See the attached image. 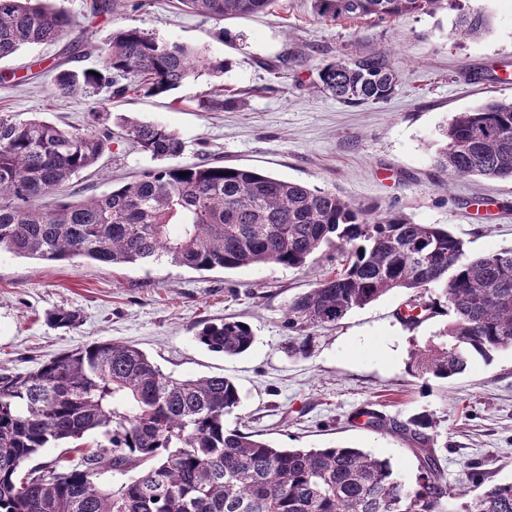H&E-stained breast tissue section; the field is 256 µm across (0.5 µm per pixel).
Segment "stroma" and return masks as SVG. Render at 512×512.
Returning a JSON list of instances; mask_svg holds the SVG:
<instances>
[{
	"label": "stroma",
	"mask_w": 512,
	"mask_h": 512,
	"mask_svg": "<svg viewBox=\"0 0 512 512\" xmlns=\"http://www.w3.org/2000/svg\"><path fill=\"white\" fill-rule=\"evenodd\" d=\"M88 2L53 0L74 20L63 41L0 62V112L85 126L102 94L52 96L61 51L75 49L72 68L99 69L113 29L136 26L230 62L223 75L201 73L172 96L131 94L108 104L111 112L176 131L186 144L183 161L219 156L228 166L333 191L383 213L397 210L418 224H441L472 255L512 248V180L452 179L434 166L441 130L457 113L512 99V85L502 82L512 76V0H444L431 14L339 22L317 19L311 0H276L267 12L221 22L184 10L179 0H126L97 18ZM469 9L488 17V31L451 38ZM381 46L390 47L398 75L388 100L349 106L311 93L317 63ZM208 93L223 100V109L201 106ZM154 165L119 142L88 182L105 193ZM335 269L321 253L301 268L196 271L165 262L49 264L0 250V365L23 371L93 341L131 344L174 377L232 378L242 403L227 426L245 425L283 448L358 447L389 459L409 483L418 465L409 442L357 424L355 414L372 405L404 420L427 409L448 444L450 487L465 482L474 462L494 481L512 480V349L489 363L474 359L453 380L423 383L408 372L410 353L447 318L403 324L397 314L408 294L395 289L316 330L309 357L288 356L289 300ZM63 307L80 313L76 328L48 325L47 314ZM217 318L248 323L253 347L227 357L199 344L201 321Z\"/></svg>",
	"instance_id": "stroma-1"
}]
</instances>
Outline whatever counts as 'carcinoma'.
I'll return each mask as SVG.
<instances>
[{
  "label": "carcinoma",
  "mask_w": 512,
  "mask_h": 512,
  "mask_svg": "<svg viewBox=\"0 0 512 512\" xmlns=\"http://www.w3.org/2000/svg\"><path fill=\"white\" fill-rule=\"evenodd\" d=\"M274 0H181L192 12L223 21L266 10ZM443 0H314L320 19L387 20L432 13ZM70 16L49 0H0V60L23 47L58 43ZM479 11L460 14L453 36L485 31ZM104 65L61 68L52 94L82 96L105 88L158 96L202 71L221 75L224 60L200 55L139 27L112 31ZM397 75L380 48L317 66L315 93L348 105L395 92ZM100 105L83 128L0 113V250L46 262L85 259L100 265L166 260L197 271L280 265L299 268L317 252L343 257L336 273L293 297L285 313L295 333L288 355L307 357L312 331L336 325L394 289L411 293L401 322L413 325L445 305L443 330L415 349L408 365L428 382L447 380L475 358L512 348V249L479 257L440 224H416L402 212L354 205L332 191L218 158L148 168L108 193L73 200L72 181L95 168L120 137L156 161L178 158L179 134ZM117 131H112V128ZM438 168L453 177L512 179V100L459 112L443 129ZM75 328L76 310L48 317ZM208 350L235 357L255 341L242 321L217 320L196 335ZM241 403L224 375L176 379L128 344L94 341L23 372L0 368V512H512V481L487 484L469 467L472 497L451 494L445 458L435 448L438 421L424 411L404 422L368 412L373 427L410 442L415 483L391 462L362 449L279 448L224 423ZM97 435L91 448L84 439ZM67 456L36 459L45 448ZM134 476H128L130 472Z\"/></svg>",
  "instance_id": "carcinoma-1"
}]
</instances>
